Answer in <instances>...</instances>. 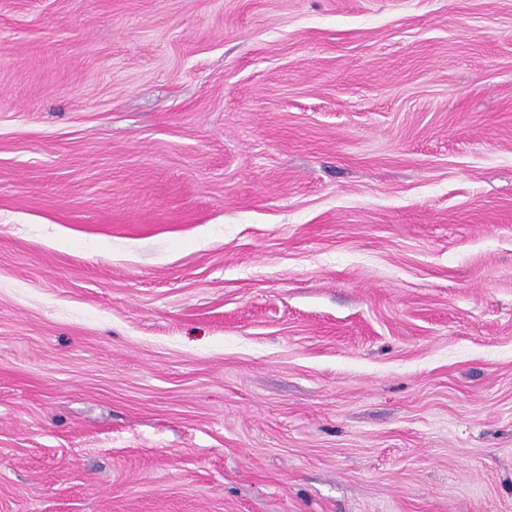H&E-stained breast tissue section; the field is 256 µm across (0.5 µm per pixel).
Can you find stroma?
<instances>
[{
    "label": "stroma",
    "mask_w": 512,
    "mask_h": 512,
    "mask_svg": "<svg viewBox=\"0 0 512 512\" xmlns=\"http://www.w3.org/2000/svg\"><path fill=\"white\" fill-rule=\"evenodd\" d=\"M0 512H512V0H0Z\"/></svg>",
    "instance_id": "1"
}]
</instances>
